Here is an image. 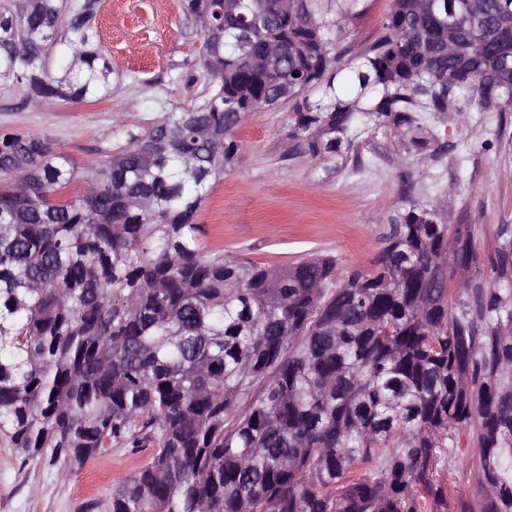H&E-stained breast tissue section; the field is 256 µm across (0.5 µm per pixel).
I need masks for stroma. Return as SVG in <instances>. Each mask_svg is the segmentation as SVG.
<instances>
[{
  "label": "stroma",
  "mask_w": 512,
  "mask_h": 512,
  "mask_svg": "<svg viewBox=\"0 0 512 512\" xmlns=\"http://www.w3.org/2000/svg\"><path fill=\"white\" fill-rule=\"evenodd\" d=\"M99 24L114 70L111 97L53 100L36 110L19 89L0 87V135L37 133L81 171L118 151L125 131L162 109L203 101L202 35L185 21L180 0H104ZM292 109L286 102L256 113L236 130L242 148L196 217L208 255L274 267L330 255L341 268H367L387 218L413 203L448 223L474 226L488 249L498 226L512 225V112L485 128L470 114L431 122L433 135L448 146L444 155L379 135L360 148L358 163L337 170L293 138ZM456 439L444 453L452 493L434 512H469L475 505L478 451L468 432ZM151 454L113 448L71 470L45 457L21 462L0 433V512H109L113 484Z\"/></svg>",
  "instance_id": "1"
}]
</instances>
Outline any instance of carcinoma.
Wrapping results in <instances>:
<instances>
[{"label": "carcinoma", "mask_w": 512, "mask_h": 512, "mask_svg": "<svg viewBox=\"0 0 512 512\" xmlns=\"http://www.w3.org/2000/svg\"><path fill=\"white\" fill-rule=\"evenodd\" d=\"M205 99L76 171L36 133L0 138V432L68 468L159 450L109 512H425L437 449L479 448L477 512H512V226L411 206L368 270L207 256L196 214L250 115L294 102V137L344 164L364 135L512 111V0H182ZM100 0L0 5V86L25 102L112 96ZM315 90L318 98L310 99ZM391 5L392 0H373L368 13L351 32L344 45L356 52L378 39L383 34L381 25Z\"/></svg>", "instance_id": "carcinoma-1"}]
</instances>
